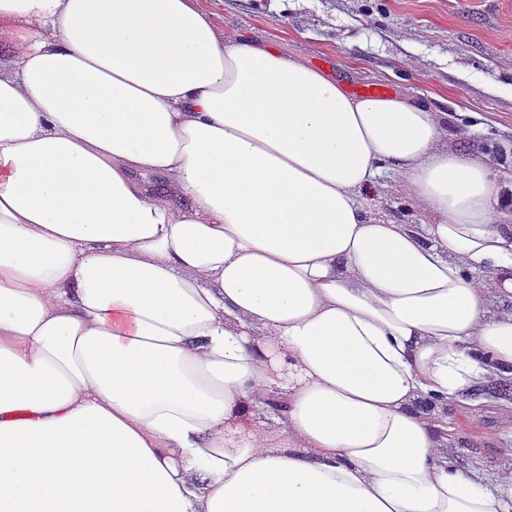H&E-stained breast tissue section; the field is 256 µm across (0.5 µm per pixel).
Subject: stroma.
<instances>
[{
    "mask_svg": "<svg viewBox=\"0 0 512 512\" xmlns=\"http://www.w3.org/2000/svg\"><path fill=\"white\" fill-rule=\"evenodd\" d=\"M225 38L282 41L300 59L357 89L382 84L434 105L442 145L481 155L512 204V0H198ZM382 222L422 224L429 212L399 178L366 199ZM439 424L450 463L488 483L512 473V388L475 390Z\"/></svg>",
    "mask_w": 512,
    "mask_h": 512,
    "instance_id": "stroma-1",
    "label": "stroma"
}]
</instances>
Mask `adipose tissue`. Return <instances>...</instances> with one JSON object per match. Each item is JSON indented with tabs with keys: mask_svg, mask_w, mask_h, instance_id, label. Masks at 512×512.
<instances>
[{
	"mask_svg": "<svg viewBox=\"0 0 512 512\" xmlns=\"http://www.w3.org/2000/svg\"><path fill=\"white\" fill-rule=\"evenodd\" d=\"M0 36V512H512L436 435L512 384V211L439 112L197 0ZM387 174L432 223L367 216Z\"/></svg>",
	"mask_w": 512,
	"mask_h": 512,
	"instance_id": "1",
	"label": "adipose tissue"
}]
</instances>
